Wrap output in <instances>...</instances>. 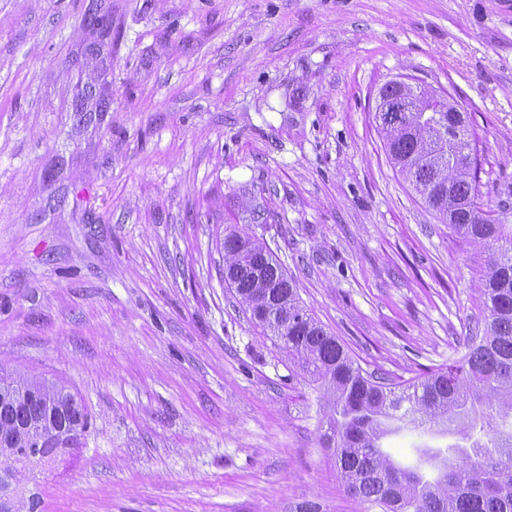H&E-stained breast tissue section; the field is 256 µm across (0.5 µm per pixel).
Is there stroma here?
Wrapping results in <instances>:
<instances>
[{
	"label": "stroma",
	"instance_id": "stroma-1",
	"mask_svg": "<svg viewBox=\"0 0 512 512\" xmlns=\"http://www.w3.org/2000/svg\"><path fill=\"white\" fill-rule=\"evenodd\" d=\"M398 73L469 104L478 200L512 224V0H0V366L91 418L20 503L364 512L322 388L225 284L224 236L262 240L362 368L460 359L486 254L390 161L372 108ZM86 87L107 111L72 112ZM451 442L382 444L412 465Z\"/></svg>",
	"mask_w": 512,
	"mask_h": 512
}]
</instances>
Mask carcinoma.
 <instances>
[{"label": "carcinoma", "mask_w": 512, "mask_h": 512, "mask_svg": "<svg viewBox=\"0 0 512 512\" xmlns=\"http://www.w3.org/2000/svg\"><path fill=\"white\" fill-rule=\"evenodd\" d=\"M394 167L436 218L469 242L491 250L480 288L485 324L464 356L423 379L378 377L301 305L292 279L259 239L224 236V282L263 331L271 333L301 369L324 388L328 404L323 447L337 476L366 512H512V224L484 217L476 182L464 167L468 124L456 112H393L379 125ZM41 391L57 402L41 406L13 396ZM400 421L415 427L456 424L467 445L426 450L438 476L401 467L381 440ZM91 427L86 406L64 387L0 366V457L27 465L20 433L32 428L65 448L82 444Z\"/></svg>", "instance_id": "cac0c4a2"}]
</instances>
